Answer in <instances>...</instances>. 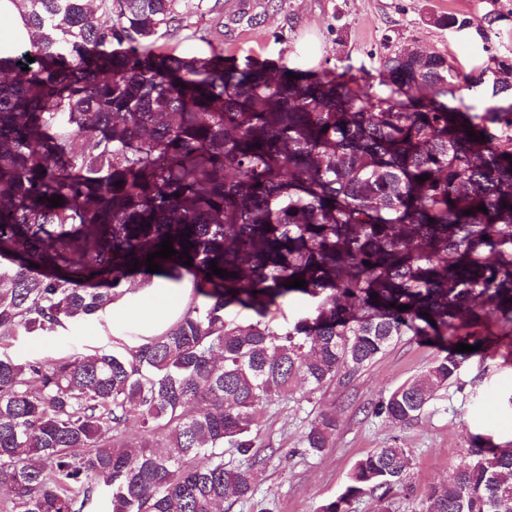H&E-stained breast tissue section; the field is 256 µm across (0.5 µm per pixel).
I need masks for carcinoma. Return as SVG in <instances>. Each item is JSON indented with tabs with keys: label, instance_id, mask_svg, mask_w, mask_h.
<instances>
[{
	"label": "carcinoma",
	"instance_id": "obj_1",
	"mask_svg": "<svg viewBox=\"0 0 512 512\" xmlns=\"http://www.w3.org/2000/svg\"><path fill=\"white\" fill-rule=\"evenodd\" d=\"M185 2L20 0L32 39L0 57V349L104 313L128 280L192 293L124 351L0 355V512H218L254 494L259 419L296 385L346 386L425 336L448 354L374 408L404 427L480 354L457 344L512 327L511 54L469 85L477 112L437 52L396 46L373 74L173 55L157 43ZM168 235L189 256L147 271ZM292 297L308 309L277 322ZM336 427L320 413L306 450ZM412 465L372 450L322 512L365 494L392 512ZM426 502L512 512V447L473 443Z\"/></svg>",
	"mask_w": 512,
	"mask_h": 512
}]
</instances>
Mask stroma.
<instances>
[{
  "instance_id": "1",
  "label": "stroma",
  "mask_w": 512,
  "mask_h": 512,
  "mask_svg": "<svg viewBox=\"0 0 512 512\" xmlns=\"http://www.w3.org/2000/svg\"><path fill=\"white\" fill-rule=\"evenodd\" d=\"M499 13L489 23V12ZM257 28L235 35L221 32L219 14L182 10L172 34L161 39L164 51L191 57L216 48L243 59L306 63L316 45L317 70L339 71L351 65L373 70L391 45H416L442 53L462 78L476 76L490 57L512 49V0H283L267 9L250 0ZM466 20L464 29L438 25L440 17ZM481 355L465 361L454 383L440 389L419 418L396 427L371 412L395 388L423 373L442 355L436 345L412 335L394 341L388 351L349 385L308 394L267 410L255 450L266 456L252 499H230L224 512H321L345 489L354 463L372 449L397 444L411 449L413 468L404 490L393 498L394 512H424L425 493L442 481L466 454L473 438L487 444L512 442V333L497 321L485 324ZM134 326H117L111 312L56 333L19 338L8 350L15 358L55 359L109 352L130 343ZM335 413L336 435L330 448L306 452L302 436L320 412Z\"/></svg>"
}]
</instances>
